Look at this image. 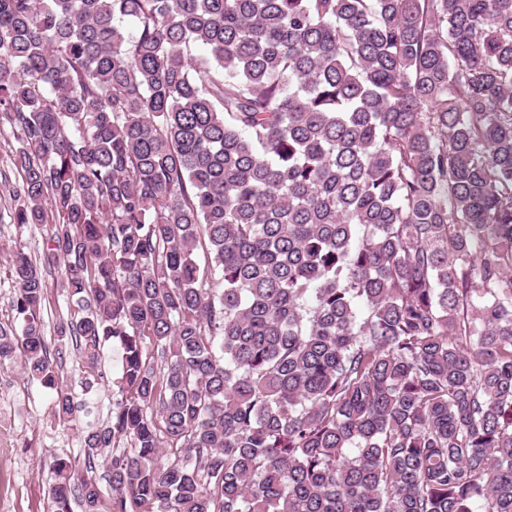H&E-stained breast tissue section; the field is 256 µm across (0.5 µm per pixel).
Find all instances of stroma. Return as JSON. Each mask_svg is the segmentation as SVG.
<instances>
[{"mask_svg":"<svg viewBox=\"0 0 512 512\" xmlns=\"http://www.w3.org/2000/svg\"><path fill=\"white\" fill-rule=\"evenodd\" d=\"M18 143L10 128L0 129V328L20 333L22 322L13 302L17 288L11 276L16 250L31 258L47 248L53 217L40 224L20 225L15 213L22 204L12 190L21 182L12 159ZM61 372L85 410L72 421L53 417V396L23 371L20 359L0 364V512H49L51 471L56 458H80L87 424H102L117 395L121 364L118 344L105 342L99 376L85 387V367L76 350L62 353Z\"/></svg>","mask_w":512,"mask_h":512,"instance_id":"obj_1","label":"stroma"}]
</instances>
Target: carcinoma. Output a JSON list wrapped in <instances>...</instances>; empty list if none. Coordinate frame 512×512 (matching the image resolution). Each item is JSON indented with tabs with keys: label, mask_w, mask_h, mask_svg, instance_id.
I'll list each match as a JSON object with an SVG mask.
<instances>
[{
	"label": "carcinoma",
	"mask_w": 512,
	"mask_h": 512,
	"mask_svg": "<svg viewBox=\"0 0 512 512\" xmlns=\"http://www.w3.org/2000/svg\"><path fill=\"white\" fill-rule=\"evenodd\" d=\"M0 124V361L122 351L52 512H512V0H0ZM18 146L10 127L0 125V328L20 335L22 322L13 307L17 294L11 276L14 254L23 248L38 261L47 248L54 219L47 208L43 224L15 223V212L23 205V198L12 193L21 184V174L12 164ZM57 277L56 271L55 274H53L55 283H53L52 278H49L48 286L50 288H48L42 311L45 334L48 342L51 343L52 346L57 343V336H55L56 323H58L60 317H67L69 310V304H67L66 298L55 288Z\"/></svg>",
	"instance_id": "obj_1"
}]
</instances>
